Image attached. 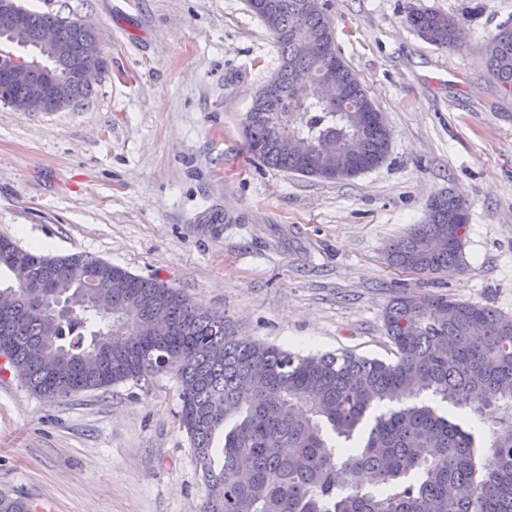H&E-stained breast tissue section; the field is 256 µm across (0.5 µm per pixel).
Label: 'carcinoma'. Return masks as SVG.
Wrapping results in <instances>:
<instances>
[{"mask_svg":"<svg viewBox=\"0 0 512 512\" xmlns=\"http://www.w3.org/2000/svg\"><path fill=\"white\" fill-rule=\"evenodd\" d=\"M280 48V66L261 89L243 127L249 153L286 172L348 180L385 164L391 132L336 50L320 0H249ZM407 23L428 42L458 45L459 21L419 10ZM54 28L63 54L31 55L32 74L14 81L0 50V101L20 104L49 77L68 104L93 87L79 75L83 47L98 41L78 20L34 12L20 41L36 48ZM488 70L512 92V26L483 47ZM304 79L326 91L297 101ZM330 156L339 174L316 159ZM468 204L438 195L425 223L394 240L388 263L423 275L462 261ZM43 284L19 288L0 314V354L37 394L62 399L171 372L181 383L180 426L202 469L201 512H512V319L445 294L400 295L383 315L391 357L352 351L299 355L236 338L224 314L206 309L160 279H144L83 254L49 256L0 237V268ZM91 279L112 301L92 309ZM468 408L489 446L437 403ZM222 447H215L217 436ZM0 512H30L0 494Z\"/></svg>","mask_w":512,"mask_h":512,"instance_id":"cac0c4a2","label":"carcinoma"}]
</instances>
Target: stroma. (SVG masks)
<instances>
[{
    "label": "stroma",
    "mask_w": 512,
    "mask_h": 512,
    "mask_svg": "<svg viewBox=\"0 0 512 512\" xmlns=\"http://www.w3.org/2000/svg\"><path fill=\"white\" fill-rule=\"evenodd\" d=\"M95 27L106 67L57 112L0 104V235L162 279L239 338L385 358L396 294H447L512 318V92L482 49L512 0H328L336 49L391 130L387 162L349 180L251 158L242 127L279 49L247 0H22ZM455 16L442 49L410 12ZM466 199L463 265L423 276L387 245L430 198ZM174 374L63 400L0 367V493L31 512H200L202 472Z\"/></svg>",
    "instance_id": "obj_1"
}]
</instances>
